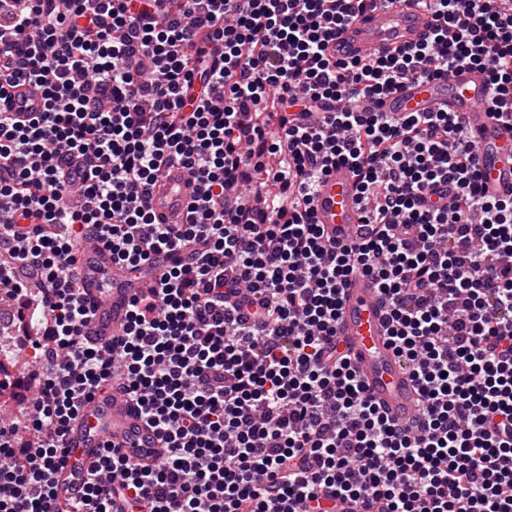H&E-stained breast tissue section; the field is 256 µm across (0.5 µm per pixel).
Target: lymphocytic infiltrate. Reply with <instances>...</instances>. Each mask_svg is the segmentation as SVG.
Here are the masks:
<instances>
[{
	"label": "lymphocytic infiltrate",
	"instance_id": "obj_1",
	"mask_svg": "<svg viewBox=\"0 0 512 512\" xmlns=\"http://www.w3.org/2000/svg\"><path fill=\"white\" fill-rule=\"evenodd\" d=\"M365 2L0 0V98L24 82L44 94L30 119L0 111V292L28 364L12 383L26 420L0 422V512H64L69 425L115 384L167 452L144 466L105 446L73 512H329L339 497L363 512H512V197L483 193L450 112L357 110L461 65L500 107L512 0H415L433 20L425 42L333 59ZM71 154L76 201L60 172ZM169 157L199 184L183 224L146 204ZM337 164L373 227L360 242L315 219ZM442 184L455 206L434 202ZM83 242L133 275L170 260L96 347L75 281ZM354 275L388 305L419 394L411 423L383 414L337 348Z\"/></svg>",
	"mask_w": 512,
	"mask_h": 512
}]
</instances>
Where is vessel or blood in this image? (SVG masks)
Masks as SVG:
<instances>
[{"label":"vessel or blood","mask_w":512,"mask_h":512,"mask_svg":"<svg viewBox=\"0 0 512 512\" xmlns=\"http://www.w3.org/2000/svg\"><path fill=\"white\" fill-rule=\"evenodd\" d=\"M430 33L427 19L414 0H373L362 15L339 31L328 51L333 58L368 60L424 41ZM489 89L484 75L462 66L448 78L408 81L380 99H365L361 108L401 116L408 112L456 113L474 135L485 195H512V121L495 117L486 106ZM21 120L44 107L41 89L32 83L13 88L4 104ZM356 178L344 165L323 176L314 200L317 223L326 234L344 243L356 237L362 225L357 205ZM196 193V184L180 161L172 160L151 185L148 203L163 224H182ZM79 283L93 315L87 334L100 344L118 335L125 325L134 296L147 287L150 277L132 278L113 265L108 252L89 248L79 257ZM336 326L341 344L352 351V363L367 394L397 423L411 422L418 414V394L407 362L396 353L388 336V318L372 282L350 277ZM70 460L59 471L56 494L61 502L82 498L86 468L105 444H112L132 461L150 464L163 453L156 428L147 424L141 410L121 392H99L84 406L68 433Z\"/></svg>","instance_id":"1"}]
</instances>
